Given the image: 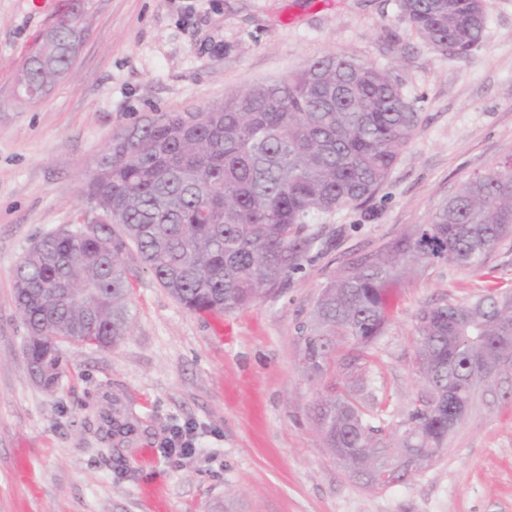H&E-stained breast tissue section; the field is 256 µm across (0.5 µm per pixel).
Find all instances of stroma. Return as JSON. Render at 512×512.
I'll return each instance as SVG.
<instances>
[{"mask_svg":"<svg viewBox=\"0 0 512 512\" xmlns=\"http://www.w3.org/2000/svg\"><path fill=\"white\" fill-rule=\"evenodd\" d=\"M484 3L481 43L459 58L431 50L398 0H105L73 70L30 106L12 91L55 15L0 0V512H512V375L477 390L434 463L378 489L322 447L321 387L297 346L345 256L427 223L512 153V0ZM327 53L388 71L418 114L374 198L317 218L320 240L283 288L230 314L188 311L142 274L129 336L111 348L61 343L58 387L36 382L13 274L35 237L87 210L81 185L113 133ZM494 286L512 289V239L480 270L437 265L399 289L373 375L388 415L420 388L417 309ZM177 428L191 430V454L168 451Z\"/></svg>","mask_w":512,"mask_h":512,"instance_id":"stroma-1","label":"stroma"}]
</instances>
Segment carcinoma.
I'll return each mask as SVG.
<instances>
[{"label":"carcinoma","mask_w":512,"mask_h":512,"mask_svg":"<svg viewBox=\"0 0 512 512\" xmlns=\"http://www.w3.org/2000/svg\"><path fill=\"white\" fill-rule=\"evenodd\" d=\"M403 20L442 55L466 57L485 24L484 0H399ZM60 26L18 75L26 101L62 78L74 59ZM417 113L386 71L328 54L278 82L248 86L224 102L162 112L113 133L83 185L99 231L68 224L38 239L14 276L31 373L58 384V340L114 347L129 334L134 280L147 271L186 309L231 313L265 298L315 247L308 224L370 201L407 148ZM512 237V156L463 182L426 224L349 255L331 272L307 322L299 361L324 392L314 421L331 455L362 448L399 468L410 448H445L448 402L467 404L477 385L512 372V291L468 303L447 299L415 313L413 363L422 388L390 432L373 387L389 295L437 264L479 269ZM93 292L70 303L57 291ZM483 358L492 371L473 373Z\"/></svg>","instance_id":"obj_1"}]
</instances>
